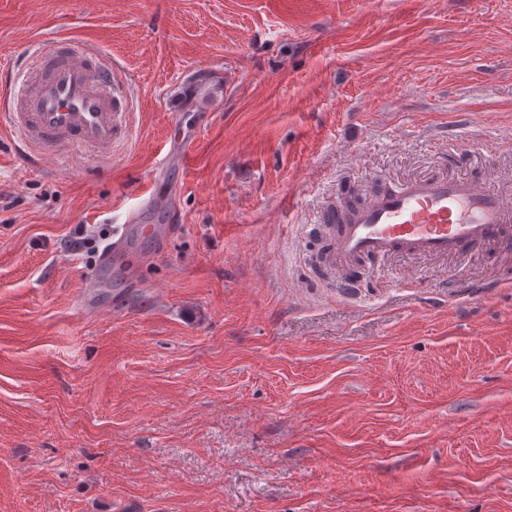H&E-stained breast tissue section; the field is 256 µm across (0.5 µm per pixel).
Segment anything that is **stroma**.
I'll return each mask as SVG.
<instances>
[{
  "instance_id": "35a3bbf8",
  "label": "stroma",
  "mask_w": 512,
  "mask_h": 512,
  "mask_svg": "<svg viewBox=\"0 0 512 512\" xmlns=\"http://www.w3.org/2000/svg\"><path fill=\"white\" fill-rule=\"evenodd\" d=\"M51 37L129 136L32 168L0 133V512H512V253L353 299L308 267L346 184L512 202V0H0L16 70ZM147 189L132 275L70 246Z\"/></svg>"
}]
</instances>
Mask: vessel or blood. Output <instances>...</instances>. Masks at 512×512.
Wrapping results in <instances>:
<instances>
[{
	"mask_svg": "<svg viewBox=\"0 0 512 512\" xmlns=\"http://www.w3.org/2000/svg\"><path fill=\"white\" fill-rule=\"evenodd\" d=\"M125 89L97 52L71 40L39 53L34 74L0 101V129L41 157L77 148L111 152L125 136ZM315 278L344 297L376 283V266L397 254L461 258L512 242V203L466 178L429 174L379 183L369 199L323 210Z\"/></svg>",
	"mask_w": 512,
	"mask_h": 512,
	"instance_id": "obj_1",
	"label": "vessel or blood"
}]
</instances>
